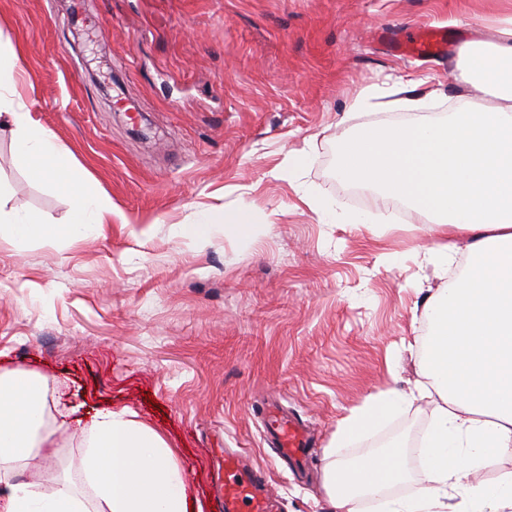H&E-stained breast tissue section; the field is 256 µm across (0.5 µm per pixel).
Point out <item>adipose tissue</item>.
<instances>
[{
    "instance_id": "adipose-tissue-1",
    "label": "adipose tissue",
    "mask_w": 512,
    "mask_h": 512,
    "mask_svg": "<svg viewBox=\"0 0 512 512\" xmlns=\"http://www.w3.org/2000/svg\"><path fill=\"white\" fill-rule=\"evenodd\" d=\"M461 83L495 98L487 110L466 96L447 120L377 124L342 142L338 175L378 187L437 224L428 255L447 264L465 254V273L433 292L424 307L431 331L418 370L440 403L417 448L421 485L404 498H385L407 480V454L394 445L350 465L327 462L321 490L336 512H355L375 498L380 512H512V472L494 484L470 483L492 457L512 454V22L493 39L469 41ZM18 55L0 63V126L32 175L73 203L69 223L50 224L9 205L0 185V234L79 241L112 221V206L85 189L62 160L55 136L8 87ZM408 400L390 388L343 418L337 444L370 433ZM44 380L18 371L0 376V512H190L188 477L175 450L133 410L98 411L85 439L80 481L57 479L52 491L16 478L38 468L43 445ZM91 487L83 495L78 483Z\"/></svg>"
}]
</instances>
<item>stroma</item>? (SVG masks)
I'll return each instance as SVG.
<instances>
[{"instance_id":"stroma-1","label":"stroma","mask_w":512,"mask_h":512,"mask_svg":"<svg viewBox=\"0 0 512 512\" xmlns=\"http://www.w3.org/2000/svg\"><path fill=\"white\" fill-rule=\"evenodd\" d=\"M510 19L512 0H0L17 94L112 203L88 240L0 238V373L47 380L44 491L77 477L84 430L108 407H130L166 439L202 512H219L225 448L265 471L275 512H332L325 457L419 440L425 399L334 445L369 396L414 390L425 301L465 257L430 262L434 225L343 183L337 150L369 124L408 120L381 106L345 116L363 88L392 91L408 71L441 84L419 117L447 118L462 46ZM425 24L447 27L446 55H393L374 39ZM0 183L11 206L69 220V196L30 173L7 131ZM243 206L260 226L251 241L224 232ZM351 213L368 223H346ZM196 224L203 242L179 234ZM271 400L306 425V466L276 455L262 418Z\"/></svg>"}]
</instances>
